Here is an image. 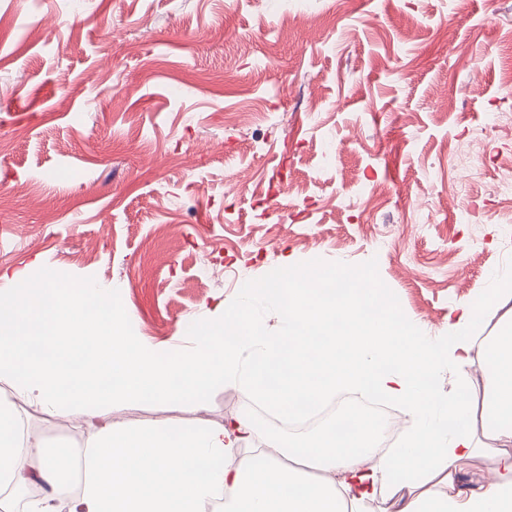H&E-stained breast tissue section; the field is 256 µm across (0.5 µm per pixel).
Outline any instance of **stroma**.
Wrapping results in <instances>:
<instances>
[{
	"label": "stroma",
	"mask_w": 512,
	"mask_h": 512,
	"mask_svg": "<svg viewBox=\"0 0 512 512\" xmlns=\"http://www.w3.org/2000/svg\"><path fill=\"white\" fill-rule=\"evenodd\" d=\"M0 0V291L111 289L133 336L178 351L246 288L362 271L436 343L512 285V0ZM502 122L477 148L472 133ZM194 403L131 430L220 424ZM79 448L84 425L18 403Z\"/></svg>",
	"instance_id": "stroma-1"
}]
</instances>
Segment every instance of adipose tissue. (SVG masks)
Returning a JSON list of instances; mask_svg holds the SVG:
<instances>
[{
  "mask_svg": "<svg viewBox=\"0 0 512 512\" xmlns=\"http://www.w3.org/2000/svg\"><path fill=\"white\" fill-rule=\"evenodd\" d=\"M96 298L97 311L86 301ZM499 290L464 303L447 342L418 336L366 276L288 277L286 287L251 289L222 318L200 328L185 352L138 344L110 289L91 284L34 287L24 279L0 292V380L34 408L83 422V477L70 495L71 451L26 432L14 401L0 398V512H13L7 488L41 485L27 512H361L387 490L398 512H512V309ZM278 314L267 335L255 302ZM500 331L473 336L488 313ZM480 358H473V348ZM480 373L474 389L459 380L442 393L444 364ZM233 379L272 411L298 414L338 389L374 392L402 404L408 435L379 455L375 432L352 425L348 446L327 439L272 443L241 454L256 435L247 413L221 425L113 423L114 408L144 399L202 404L211 387ZM498 443L499 479L472 488L459 465ZM303 467H289L288 459Z\"/></svg>",
  "mask_w": 512,
  "mask_h": 512,
  "instance_id": "ef3b65f1",
  "label": "adipose tissue"
}]
</instances>
